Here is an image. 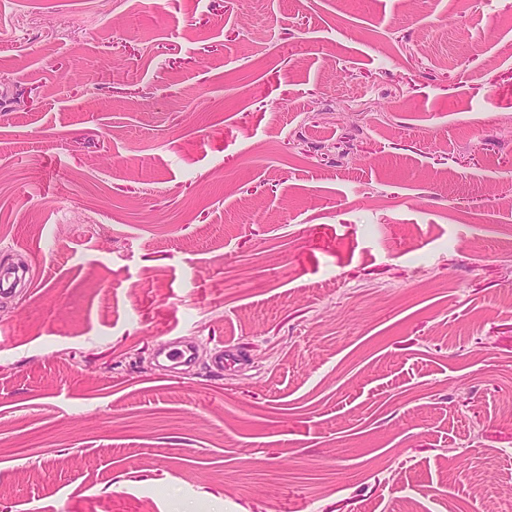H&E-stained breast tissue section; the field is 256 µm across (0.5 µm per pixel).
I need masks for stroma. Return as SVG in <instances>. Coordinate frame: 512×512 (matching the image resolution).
Returning a JSON list of instances; mask_svg holds the SVG:
<instances>
[{
    "label": "stroma",
    "instance_id": "35a3bbf8",
    "mask_svg": "<svg viewBox=\"0 0 512 512\" xmlns=\"http://www.w3.org/2000/svg\"><path fill=\"white\" fill-rule=\"evenodd\" d=\"M507 114L512 0H0V512H512Z\"/></svg>",
    "mask_w": 512,
    "mask_h": 512
}]
</instances>
